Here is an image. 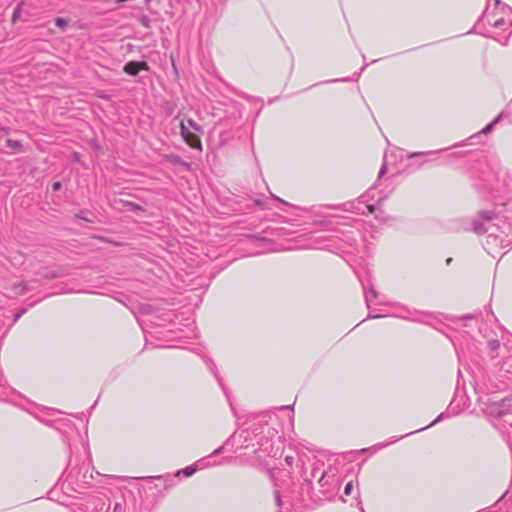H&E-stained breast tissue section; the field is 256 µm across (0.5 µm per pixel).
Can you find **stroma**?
I'll return each instance as SVG.
<instances>
[{
	"label": "stroma",
	"instance_id": "obj_1",
	"mask_svg": "<svg viewBox=\"0 0 512 512\" xmlns=\"http://www.w3.org/2000/svg\"><path fill=\"white\" fill-rule=\"evenodd\" d=\"M224 0H0V327L47 287L82 281L126 294L159 339L192 336L210 272L246 248L299 239L365 258L380 197L299 216L226 190L214 160L251 107L224 90L206 43ZM485 221L512 242V183ZM459 406L512 433V338L489 318L457 328ZM231 455L269 467L288 512L340 489L348 460L303 448L283 416L247 419ZM157 482L118 488L78 463L69 512H149Z\"/></svg>",
	"mask_w": 512,
	"mask_h": 512
}]
</instances>
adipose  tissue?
Segmentation results:
<instances>
[{
  "mask_svg": "<svg viewBox=\"0 0 512 512\" xmlns=\"http://www.w3.org/2000/svg\"><path fill=\"white\" fill-rule=\"evenodd\" d=\"M208 55L252 106L225 188L287 215L377 195L386 222L362 263L308 240L240 251L187 341L94 282L26 299L0 327V512H68L80 460L115 487L167 480L150 512H285L268 467L226 454L271 415L353 463L307 512H500L512 434L459 408L455 327L512 338V242L482 229L491 186L465 158L512 179V0H224Z\"/></svg>",
  "mask_w": 512,
  "mask_h": 512,
  "instance_id": "ef3b65f1",
  "label": "adipose tissue"
}]
</instances>
